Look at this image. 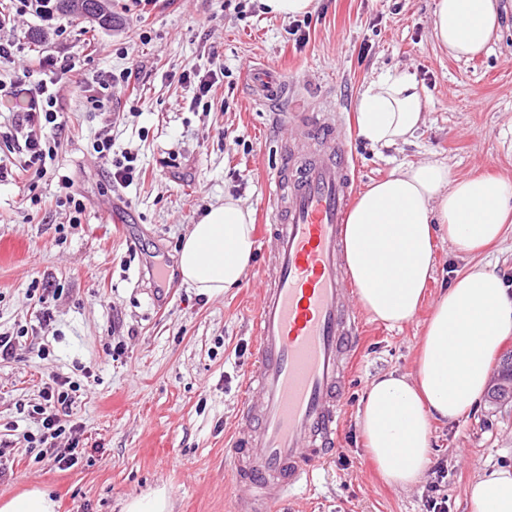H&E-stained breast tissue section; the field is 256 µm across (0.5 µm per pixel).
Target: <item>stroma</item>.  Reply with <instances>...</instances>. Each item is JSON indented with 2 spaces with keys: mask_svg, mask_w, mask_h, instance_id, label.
<instances>
[{
  "mask_svg": "<svg viewBox=\"0 0 512 512\" xmlns=\"http://www.w3.org/2000/svg\"><path fill=\"white\" fill-rule=\"evenodd\" d=\"M500 40L476 58L448 56L432 36L434 0H317L303 42L293 19L267 14L262 0H107L112 25L62 16L66 33L43 34L35 16L18 29L26 88L48 51L74 63L59 106L64 128L54 170L69 176L86 208L70 224L57 206L56 179L38 182L40 210L24 208L29 181L0 182V333L14 358L0 361V498L39 487L59 512H119L127 498L165 489L173 512H228L243 492L224 463V434L236 420L242 375L252 360L253 314L267 274L270 240L256 243L240 287L201 295L183 283L180 246L190 227L225 195L261 214L282 147H296L300 120L320 109L345 117L360 186L407 163L447 160L455 177L512 179V0ZM224 64V76L194 105L171 73ZM284 72L294 89L291 117L279 125L254 104L253 67ZM139 70L130 94L106 114L87 102L80 81ZM405 73L423 93L424 122L409 142L372 147L357 136V102L379 75ZM137 154L143 177L113 185L92 145ZM438 237L434 279L416 316L390 328L362 315L364 330L339 444L314 490L288 512H422L431 494L447 512H470L469 484L482 472L512 470V401L484 403L454 425H435L431 460L412 488L388 485L357 426L360 400L380 373L412 372L426 321L456 272L475 264ZM49 279L43 321L28 290ZM79 385L72 418L84 426L78 463L60 469L38 457L42 403L53 377Z\"/></svg>",
  "mask_w": 512,
  "mask_h": 512,
  "instance_id": "1",
  "label": "stroma"
}]
</instances>
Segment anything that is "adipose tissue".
Returning <instances> with one entry per match:
<instances>
[{
  "instance_id": "1",
  "label": "adipose tissue",
  "mask_w": 512,
  "mask_h": 512,
  "mask_svg": "<svg viewBox=\"0 0 512 512\" xmlns=\"http://www.w3.org/2000/svg\"><path fill=\"white\" fill-rule=\"evenodd\" d=\"M502 26L498 0H435L434 37L457 58L482 53ZM360 135L378 147L408 142L424 121L411 77L383 74L358 99ZM512 220V182L454 179L445 161L400 167L360 194L347 216L346 261L363 307L394 327L415 315L434 267V240L446 234L475 253ZM250 208L225 197L193 224L181 246L182 281L217 295L239 287L254 256ZM512 335V288L488 269L456 273L428 320L413 373L370 383L358 429L384 478L409 488L426 474L432 422L458 423L483 401L491 363ZM470 512H512V471H484L466 491Z\"/></svg>"
}]
</instances>
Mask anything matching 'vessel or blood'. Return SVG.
<instances>
[{"label":"vessel or blood","mask_w":512,"mask_h":512,"mask_svg":"<svg viewBox=\"0 0 512 512\" xmlns=\"http://www.w3.org/2000/svg\"><path fill=\"white\" fill-rule=\"evenodd\" d=\"M286 78L256 72L254 100L287 96ZM313 149L282 153L271 203L272 275L260 293L253 361L238 418L243 427L224 460L246 496L235 512H276L314 486L334 452L356 359L358 293L344 258L343 231L358 190L348 126L311 112Z\"/></svg>","instance_id":"1"}]
</instances>
